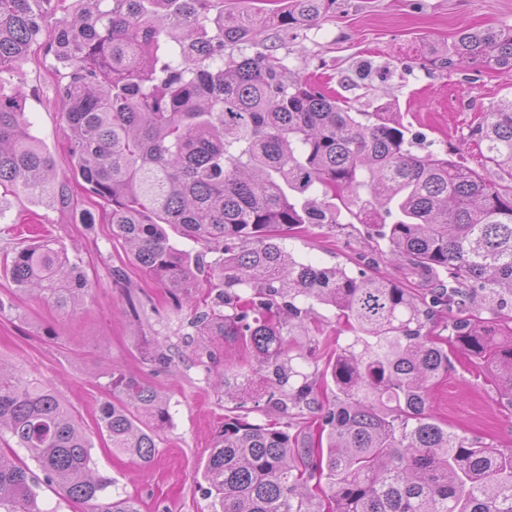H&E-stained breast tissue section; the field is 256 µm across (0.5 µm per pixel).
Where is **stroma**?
<instances>
[{
    "mask_svg": "<svg viewBox=\"0 0 512 512\" xmlns=\"http://www.w3.org/2000/svg\"><path fill=\"white\" fill-rule=\"evenodd\" d=\"M510 26L512 0H336L331 17L289 33L276 54L294 76L326 82L353 111L391 113L417 137L419 153L448 156L489 177L493 171L476 128L492 106L512 99V70L472 66L449 73L430 60L446 52L462 31ZM58 82L51 59L42 55L0 74V85L23 86L31 131L57 172L66 173L69 128ZM74 202L66 214L45 199L9 196L1 203L0 364L34 375L55 391L90 438L97 473L138 497L142 512H210L202 467L217 430L228 416L241 414L255 424L267 423L268 417L254 402L241 408L224 393L219 377L225 359L237 358L235 346L219 336L184 342L192 331L193 303L207 295L208 283L200 282L192 299L171 296L113 234L93 197L78 187ZM36 233L53 238L87 278L86 297L69 310L19 292L5 270L6 258ZM284 245L299 261L340 264L353 272L371 261L379 273L406 287L431 288L411 276L404 262L392 259L385 239L346 215L337 224L308 226ZM316 312L324 335L293 331L294 386L320 379L337 346L352 340L335 310L320 305ZM160 346L171 356L170 366L149 361ZM116 372L140 378L169 405L171 420L158 433L155 458L145 469L113 454L97 428ZM433 405L449 430L512 448V409L500 405L494 383L476 380L472 364L455 363L435 387Z\"/></svg>",
    "mask_w": 512,
    "mask_h": 512,
    "instance_id": "35a3bbf8",
    "label": "stroma"
}]
</instances>
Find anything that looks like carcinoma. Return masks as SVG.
<instances>
[{"mask_svg": "<svg viewBox=\"0 0 512 512\" xmlns=\"http://www.w3.org/2000/svg\"><path fill=\"white\" fill-rule=\"evenodd\" d=\"M336 0H286L272 13L224 18V0H0V74L36 49L66 82L58 96L70 131L73 176L98 199L113 233L157 281L189 293L197 274L215 302L192 324L239 344L255 363L224 375H263L254 402L278 414L317 410V433L232 418L204 465L211 512H512V450L442 427L430 391L451 367L445 345L477 360L512 405V99L478 127L489 180L433 153L382 112H353L317 86L292 80L262 35L330 16ZM512 70V27L462 32L432 65ZM16 87L0 91V195L48 197L73 207L60 174L31 133ZM376 228L392 255L448 285L426 298L381 274L296 260L283 240L342 214ZM176 233L219 254L178 249ZM22 290L67 310L88 284L54 240L15 251L5 265ZM336 310L354 333L317 384L286 389L284 327ZM457 312L451 336L434 333L435 309ZM487 316H482V313ZM98 430L142 466L168 404L135 376L112 374ZM8 432L43 477L0 455V512H44L36 488L56 486L88 512H141L94 473L91 443L41 380L0 367V434ZM315 482L314 489L308 488Z\"/></svg>", "mask_w": 512, "mask_h": 512, "instance_id": "1", "label": "carcinoma"}]
</instances>
